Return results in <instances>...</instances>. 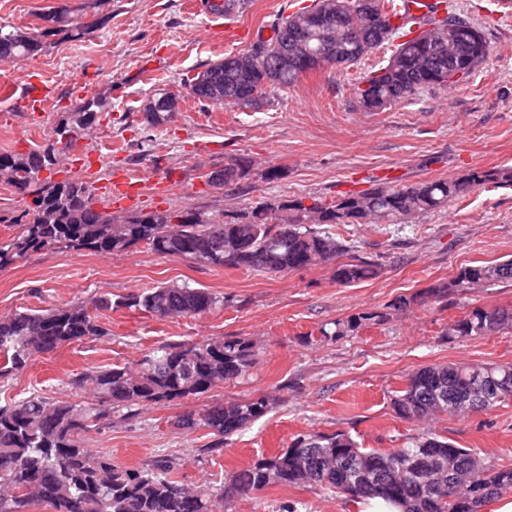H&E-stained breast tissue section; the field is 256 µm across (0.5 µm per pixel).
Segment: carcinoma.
Instances as JSON below:
<instances>
[{
	"mask_svg": "<svg viewBox=\"0 0 512 512\" xmlns=\"http://www.w3.org/2000/svg\"><path fill=\"white\" fill-rule=\"evenodd\" d=\"M313 17L301 7L271 24L274 35L258 38L245 52L229 55L197 73L190 93L216 105L253 109L288 90L313 71V58L339 59L351 66L381 45L394 46L387 63L354 89L355 104L368 112L407 100L423 90L446 89L467 81L486 61L489 44L482 30L457 13L450 0H437L422 17L404 8L406 0H314ZM41 40L0 24V62L41 52ZM458 73L457 79L450 75ZM106 101L92 99L70 113L64 132L80 135L97 122ZM144 123L155 127L167 112L163 97L143 109ZM60 152L0 154V183L29 192L33 206L13 220L20 232L0 245V270L17 259L55 245L112 254L132 247L194 263L277 274L333 260V277L351 286L375 277L381 265L352 256L350 242L338 233L348 224L407 225L441 212L471 188L512 185V167L473 169L456 179H430L408 185H377L327 202L303 199L261 201L227 221L202 222L193 212L180 224L173 213L141 212L120 222L91 203L85 181L39 182L44 169L59 165ZM245 174L240 162L212 171L226 189ZM512 283V259L466 266L448 284L428 289L439 297L479 285ZM221 303L213 294L162 285L132 294L120 305L152 316H196ZM112 309L104 295L93 305L20 312L0 319V375L23 370L32 357L73 341L102 337L100 312ZM451 335L487 336L512 327V310L477 308L454 321ZM251 341L226 336L221 341L161 346L136 367L118 364L85 371L69 385L90 390L96 402L80 408L40 393L0 404V512H28L44 503L52 512H215L216 503L248 496L270 485H316L359 502L380 501L391 512H466L512 491V467L497 468L470 448L437 435L422 434L401 448H362L345 434L297 436L282 452L231 472L224 491L211 494L167 477L172 461L159 456L144 467L123 469L106 453L84 447L92 432L112 427V415L126 420L149 404H166L205 394L246 374L254 363ZM512 401V363L446 364L423 367L395 392L392 405L404 419L465 416L490 412ZM263 398L179 415L186 432L206 429L215 440L208 450L264 416Z\"/></svg>",
	"mask_w": 512,
	"mask_h": 512,
	"instance_id": "obj_1",
	"label": "carcinoma"
}]
</instances>
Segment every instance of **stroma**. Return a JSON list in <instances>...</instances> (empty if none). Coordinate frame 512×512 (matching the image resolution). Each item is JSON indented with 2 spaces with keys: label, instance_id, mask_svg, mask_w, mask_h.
<instances>
[{
  "label": "stroma",
  "instance_id": "35a3bbf8",
  "mask_svg": "<svg viewBox=\"0 0 512 512\" xmlns=\"http://www.w3.org/2000/svg\"><path fill=\"white\" fill-rule=\"evenodd\" d=\"M214 0H0V23L42 34L43 50L31 58L0 62V153L63 149L60 131L84 98L105 99L90 134L75 144L111 156V166L89 161L44 170L43 181L83 180L92 186L126 171L144 180L125 216L192 211L219 220L228 210L263 199L288 201L394 185L456 178L469 170L512 166V12L499 0H453L481 28L490 53L460 86L423 91L379 112L356 107L353 89L391 54L381 47L349 68L304 75L259 109L213 105L194 97L190 80L224 56L270 36L277 13L312 0H251L227 16L226 29L211 27ZM66 9L72 23L96 21L74 38L45 31L44 14ZM50 95L44 111L30 112L15 99L30 84ZM88 85L81 94L79 85ZM169 92L179 111L161 125L145 124L148 98ZM243 159L249 164L237 188L207 184L206 173ZM278 176L267 179V170ZM355 255L379 259L378 277L342 286L327 262L273 275L162 256L138 246L124 253L52 247L0 271V317L64 304H87L103 293L113 300L159 285L188 284L221 299L202 316L156 318L117 308L102 313L106 336L87 338L34 357L17 373L0 377V400L41 391L54 400L93 403L69 377L115 364L134 365L165 344L238 336L255 343L257 356L245 376L204 395L170 405H149L140 418H113L110 429L87 445L111 454L113 464L139 468L157 455L172 459L171 478L211 493L227 473L287 448L297 436L345 433L363 448H398L407 438L432 432L471 448L491 464L512 465V402L488 413L434 420L398 418L391 399L409 375L431 364L512 363V328L482 337L449 336L448 326L472 309L512 308V283L425 297L465 266L512 258V186L473 188L448 210L416 219L402 233L388 224L342 228ZM411 298L397 310V297ZM369 321L342 335L321 336L322 325L359 314ZM262 397L266 414L209 451L207 430L174 425L177 415ZM366 512L317 486L275 485L225 501L224 512Z\"/></svg>",
  "mask_w": 512,
  "mask_h": 512
}]
</instances>
